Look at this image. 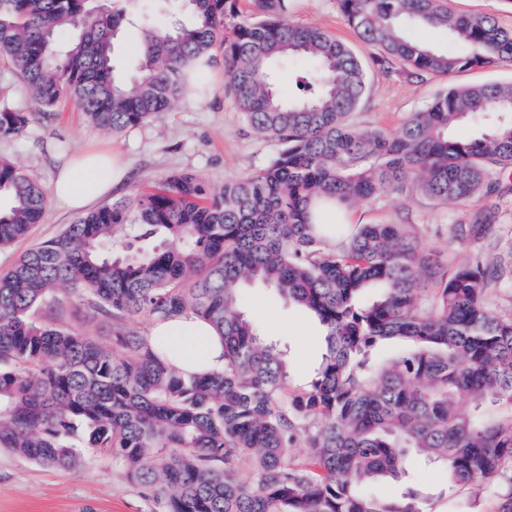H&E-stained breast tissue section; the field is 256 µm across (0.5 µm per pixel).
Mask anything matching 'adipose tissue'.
<instances>
[{
    "label": "adipose tissue",
    "mask_w": 512,
    "mask_h": 512,
    "mask_svg": "<svg viewBox=\"0 0 512 512\" xmlns=\"http://www.w3.org/2000/svg\"><path fill=\"white\" fill-rule=\"evenodd\" d=\"M125 177L120 155L97 152L66 162L52 184L54 197L68 208H86L110 193ZM146 340L167 361L184 373L220 372L224 369V340L207 321L193 313L154 322Z\"/></svg>",
    "instance_id": "adipose-tissue-1"
}]
</instances>
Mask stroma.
Returning <instances> with one entry per match:
<instances>
[{
    "instance_id": "1",
    "label": "stroma",
    "mask_w": 512,
    "mask_h": 512,
    "mask_svg": "<svg viewBox=\"0 0 512 512\" xmlns=\"http://www.w3.org/2000/svg\"><path fill=\"white\" fill-rule=\"evenodd\" d=\"M132 22L127 25L120 52V64L129 67L133 49L146 23L168 25L179 19L176 0H128ZM288 21L317 26L355 49L363 43L338 8L337 0H290ZM209 92L186 95L176 100L156 122L113 133L94 125L73 100L60 102L50 117L38 120L31 131L18 140L0 138V158L9 160L35 175L42 186H50L58 165L71 156L92 148L119 151L129 165L126 191L150 190L170 174L190 170L210 184L245 177L273 156L277 142L250 132L233 103L223 92L224 68H207L203 75ZM512 81V69L475 68L456 74V86L482 85L491 81ZM423 74L413 75L401 65L390 69L371 66L367 92L352 120L361 128L398 130L412 112L424 108L449 83ZM501 197H478L467 205H438L417 196L396 194L354 206L348 213L353 224H413L424 247L448 256L449 263L461 260L460 252L449 249L447 227L466 221L472 211L494 208L498 223L491 238L497 252L512 262V171L502 177ZM76 215L55 201H48L41 224L10 247L0 250V269L31 246L58 235L73 223ZM245 313L258 321L262 336L288 346L291 372L288 391L307 389L314 366L324 351L323 329L302 309L289 306L270 288L256 286L248 291ZM38 318L62 327L91 333L101 344L111 340L110 326L91 318L84 307L63 300L50 308H40ZM408 481L375 484L374 494L382 499L400 497L413 486L428 498L431 512H447L448 480L435 465L409 460ZM153 503L139 488L115 468L111 459L88 456L77 469L46 468L9 451H0V512H153Z\"/></svg>"
}]
</instances>
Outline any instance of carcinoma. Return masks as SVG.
Masks as SVG:
<instances>
[{"label": "carcinoma", "instance_id": "carcinoma-1", "mask_svg": "<svg viewBox=\"0 0 512 512\" xmlns=\"http://www.w3.org/2000/svg\"><path fill=\"white\" fill-rule=\"evenodd\" d=\"M239 2L185 0L193 23L147 31L126 75L122 10L0 0V50L35 108L1 107L0 137L25 136L64 98L107 130L138 127L190 90L203 58L223 64L224 96L249 130L279 143L221 189L180 171L83 214L0 272V448L64 470L84 448L105 454L154 512H427L413 487L400 500L371 492L404 477L415 453L445 469L449 491H490L512 512V308L498 301L512 270L484 252L495 209L448 225V245L466 251L451 270L413 224H328L315 211L389 193L461 206L498 192L512 169V82L450 86L395 132L357 128L364 60L285 21L288 0H249L247 12ZM337 3L377 65L444 79L512 66V30L490 16L439 0ZM410 25L447 31L459 50L411 40ZM293 60L308 68L301 94L284 97L276 75ZM467 121L475 133L456 137ZM45 209L39 180L0 159V249ZM251 284L324 329L326 353L300 394L287 391L286 350L240 311ZM62 296L112 320L111 346L34 318ZM187 311L224 338V372L185 376L131 326ZM391 339L409 349L369 363ZM504 402L508 415L491 411Z\"/></svg>", "mask_w": 512, "mask_h": 512}]
</instances>
